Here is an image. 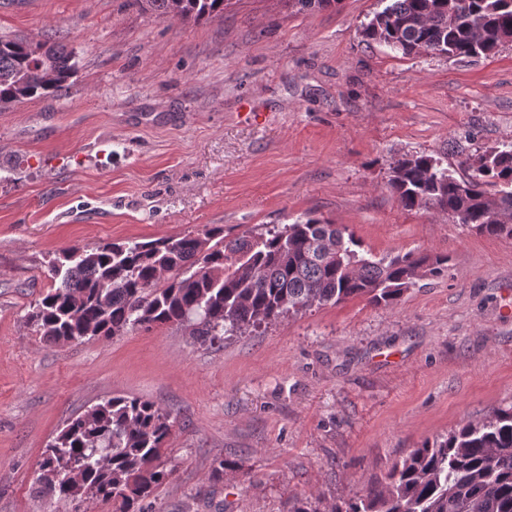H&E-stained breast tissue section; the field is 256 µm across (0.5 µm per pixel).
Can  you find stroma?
<instances>
[{
  "label": "stroma",
  "mask_w": 512,
  "mask_h": 512,
  "mask_svg": "<svg viewBox=\"0 0 512 512\" xmlns=\"http://www.w3.org/2000/svg\"><path fill=\"white\" fill-rule=\"evenodd\" d=\"M386 0H227L159 20L125 0H0V34L56 40L67 90L0 109V512L34 489L65 421L124 395L176 417L149 512H320L424 441L512 404V238L403 207L393 166L512 142V43L404 56L366 40ZM382 257L445 254L391 307L313 306L212 346L165 325L79 343L26 315L62 248L235 237L305 217ZM231 470L213 477L216 460Z\"/></svg>",
  "instance_id": "obj_1"
}]
</instances>
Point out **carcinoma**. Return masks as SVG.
Segmentation results:
<instances>
[{
    "label": "carcinoma",
    "instance_id": "1",
    "mask_svg": "<svg viewBox=\"0 0 512 512\" xmlns=\"http://www.w3.org/2000/svg\"><path fill=\"white\" fill-rule=\"evenodd\" d=\"M226 0H133L157 19L216 18ZM404 56L489 55L512 42V0H391L363 29ZM76 71L58 42L0 36V109L60 92ZM456 177L442 162H397L392 192L409 209L433 206L480 235L512 238V143L475 157ZM448 271V256L407 251L377 258L345 227L307 218L224 238L216 226L150 242L63 248L50 261L56 283L27 323L44 338L78 342L154 325L191 327L201 344L299 313L363 298L390 307L423 279ZM175 417L137 397L114 396L67 420L39 464L36 490L66 498L57 477L79 471L76 498L101 497L112 512H145L142 502L168 472L160 468ZM330 512H512V404L446 436L425 441L365 494Z\"/></svg>",
    "mask_w": 512,
    "mask_h": 512
}]
</instances>
